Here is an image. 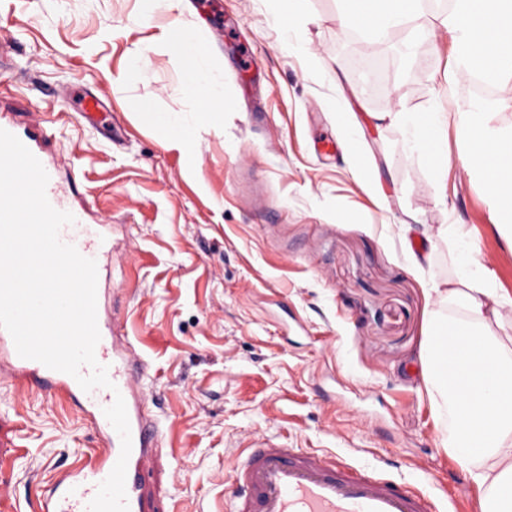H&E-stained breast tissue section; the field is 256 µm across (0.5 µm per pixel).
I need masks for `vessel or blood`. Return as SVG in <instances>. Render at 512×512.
<instances>
[{
	"label": "vessel or blood",
	"mask_w": 512,
	"mask_h": 512,
	"mask_svg": "<svg viewBox=\"0 0 512 512\" xmlns=\"http://www.w3.org/2000/svg\"><path fill=\"white\" fill-rule=\"evenodd\" d=\"M59 237L77 244L88 256L105 253L109 241L83 233L78 223L64 225ZM95 355L108 369L111 388L83 392L69 374L18 355L8 331L0 328V370L19 380H34L50 393L83 395L95 418L101 443L92 463L61 475L53 484L44 512H88L99 485L109 476L121 453V439L104 414L115 397H123L132 437L127 463L129 512H144L142 487L163 431L147 410L144 391L148 364L130 345L119 344L106 321H99ZM232 512H440L433 499L392 478L387 471L356 467L333 454L287 448L266 442L244 455L235 467Z\"/></svg>",
	"instance_id": "b4317fda"
}]
</instances>
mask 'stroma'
Here are the masks:
<instances>
[{
    "label": "stroma",
    "mask_w": 512,
    "mask_h": 512,
    "mask_svg": "<svg viewBox=\"0 0 512 512\" xmlns=\"http://www.w3.org/2000/svg\"><path fill=\"white\" fill-rule=\"evenodd\" d=\"M274 0H183L138 19V0H0V121L52 128L43 151L85 224L111 234L102 307L149 364L164 437L149 468L152 512H229L237 458L266 439L381 466L479 512L480 490L438 445L423 381L425 287L455 272L436 242L408 268L403 224H458L474 259L512 293V242L461 151L453 103L473 98L443 11L368 43L337 0L273 28ZM178 18L207 49L224 109L203 112L162 32ZM149 47L133 69L131 51ZM97 96L90 125L61 92ZM190 128L167 143L140 103ZM445 112L448 165L407 157L386 112ZM359 149L360 160L350 157ZM446 195L447 207L436 203ZM100 444L73 400L0 378V512H37L48 485Z\"/></svg>",
    "instance_id": "obj_1"
}]
</instances>
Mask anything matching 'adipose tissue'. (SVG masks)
Segmentation results:
<instances>
[{"instance_id": "adipose-tissue-1", "label": "adipose tissue", "mask_w": 512, "mask_h": 512, "mask_svg": "<svg viewBox=\"0 0 512 512\" xmlns=\"http://www.w3.org/2000/svg\"><path fill=\"white\" fill-rule=\"evenodd\" d=\"M420 11L421 0H340L338 19L379 43ZM444 25L454 35L458 63L486 81L497 82L501 69L512 65V0H457ZM164 40L183 61L186 84L201 93L203 111H219L223 91L194 35L175 22ZM455 114L466 134L471 171L512 216V138L490 125L475 102H456ZM389 118L405 152L427 156L433 173L441 174L447 164L442 113L393 112ZM427 294L434 309L426 384L436 414L448 420L439 445L479 488L480 512H512V336L499 333L512 295L466 256L454 279L433 283Z\"/></svg>"}]
</instances>
